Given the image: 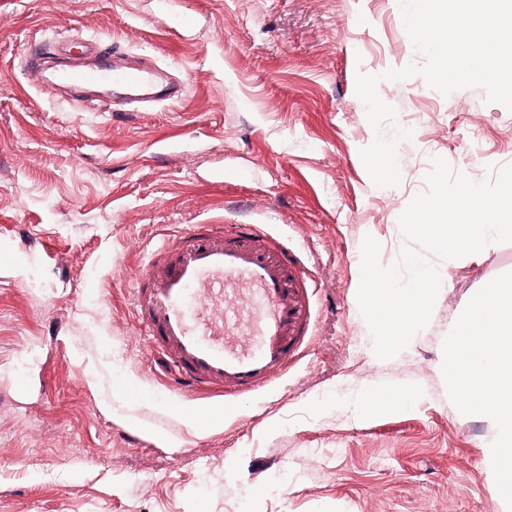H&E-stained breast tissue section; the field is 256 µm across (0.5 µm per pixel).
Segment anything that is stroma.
<instances>
[{"label": "stroma", "instance_id": "1", "mask_svg": "<svg viewBox=\"0 0 512 512\" xmlns=\"http://www.w3.org/2000/svg\"><path fill=\"white\" fill-rule=\"evenodd\" d=\"M180 2L0 0V512H503L491 416L458 405L448 359L472 292L512 284V243L439 261L429 323L389 359L357 291L365 237L385 266L408 247L399 217L433 158L477 182L512 165V111L480 86L385 79L425 62L398 0ZM79 33L181 75L186 96L73 106L25 62ZM360 72L396 111L394 187L360 156L375 136ZM188 224L266 225L320 288L306 354L212 428L180 418L132 304L150 253ZM400 384L425 395L354 418L364 391Z\"/></svg>", "mask_w": 512, "mask_h": 512}]
</instances>
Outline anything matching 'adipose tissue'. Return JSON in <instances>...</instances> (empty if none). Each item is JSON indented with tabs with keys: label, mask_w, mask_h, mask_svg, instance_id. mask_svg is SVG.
Listing matches in <instances>:
<instances>
[{
	"label": "adipose tissue",
	"mask_w": 512,
	"mask_h": 512,
	"mask_svg": "<svg viewBox=\"0 0 512 512\" xmlns=\"http://www.w3.org/2000/svg\"><path fill=\"white\" fill-rule=\"evenodd\" d=\"M452 395L492 413L496 433L485 445L491 481L512 498V289L492 284L470 299L452 331Z\"/></svg>",
	"instance_id": "1"
}]
</instances>
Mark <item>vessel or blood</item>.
Wrapping results in <instances>:
<instances>
[{
	"label": "vessel or blood",
	"mask_w": 512,
	"mask_h": 512,
	"mask_svg": "<svg viewBox=\"0 0 512 512\" xmlns=\"http://www.w3.org/2000/svg\"><path fill=\"white\" fill-rule=\"evenodd\" d=\"M74 58L67 43L54 46L58 77L77 89L120 87L154 102L180 99L185 84L164 82L150 65L114 64L116 49L86 39ZM317 289L302 255L259 224L215 232L192 224L149 258L133 302L149 348L163 359L168 385L207 411H228V398L268 388L306 350ZM247 303L231 307L230 298Z\"/></svg>",
	"instance_id": "b4317fda"
}]
</instances>
